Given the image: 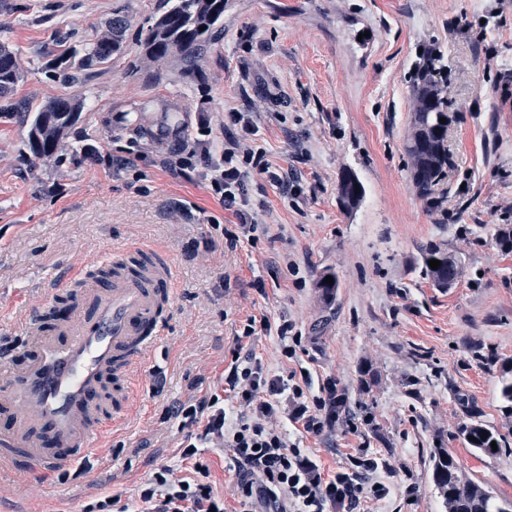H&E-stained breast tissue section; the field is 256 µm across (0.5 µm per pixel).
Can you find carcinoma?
I'll return each instance as SVG.
<instances>
[{"label":"carcinoma","instance_id":"obj_1","mask_svg":"<svg viewBox=\"0 0 512 512\" xmlns=\"http://www.w3.org/2000/svg\"><path fill=\"white\" fill-rule=\"evenodd\" d=\"M227 0H173L161 14L139 28L136 39L145 49L147 62L157 66L151 74L154 84L167 79V66L178 69L184 79L194 78L206 47L219 40L224 31V8ZM128 22L111 19L98 35L81 45L66 47L50 56L42 70L54 79L71 85L85 71L102 68L112 58L125 51ZM24 73L17 53L7 44H0V114L15 110L13 94ZM448 73L438 56L424 53L413 67L412 88L419 105L413 113V135L408 145L412 158L411 180L423 196L433 194L447 176L448 128L452 116L448 114L445 83ZM80 94H65L45 101L28 112L27 134L24 139V161L33 165L38 160L54 157L71 134L80 112L85 108ZM160 117L155 128L145 131L153 138L176 136L182 132L177 109L165 103L160 105ZM446 122H440V119ZM358 179L349 174L340 184L343 203L350 207L360 201L363 192H355ZM441 261L433 270L429 261ZM422 275L436 288L453 287L459 276V262L448 250L430 245L423 257ZM487 437H482V432ZM475 440H469V437ZM457 437L478 453L493 455L512 448L507 436L484 422L471 419L460 425ZM497 449H492L491 442ZM434 485L443 499L447 512H512V501L503 504L486 486L467 478L452 449L439 446L430 456Z\"/></svg>","mask_w":512,"mask_h":512}]
</instances>
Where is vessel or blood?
<instances>
[{
	"instance_id": "obj_1",
	"label": "vessel or blood",
	"mask_w": 512,
	"mask_h": 512,
	"mask_svg": "<svg viewBox=\"0 0 512 512\" xmlns=\"http://www.w3.org/2000/svg\"><path fill=\"white\" fill-rule=\"evenodd\" d=\"M137 266L115 265L112 286L86 289L85 310H66L55 332L42 327V315H29L34 338L25 367L0 378V400L25 411L22 424L0 432V465L23 451L28 462L50 473L61 462L85 459L112 428L99 397L112 380L114 362L133 371L149 339L163 334L159 307L173 298L174 268L167 257L141 247Z\"/></svg>"
}]
</instances>
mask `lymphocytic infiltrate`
<instances>
[{
    "label": "lymphocytic infiltrate",
    "instance_id": "1",
    "mask_svg": "<svg viewBox=\"0 0 512 512\" xmlns=\"http://www.w3.org/2000/svg\"><path fill=\"white\" fill-rule=\"evenodd\" d=\"M224 125L230 133L223 143L201 140L188 146L177 142L161 163L174 176L207 182L213 197L238 221L235 230L226 234L234 246L240 239H251L258 223L249 206L251 178L265 176L284 191L289 184L258 144L248 113L229 110ZM225 383L240 413L227 414L214 398L171 409L182 427L196 430L182 452L194 477L177 478L166 468L154 473L139 493L142 512H227L223 499L214 495L208 483L209 466L198 456L199 445L211 442L219 443L229 460L237 480L239 512H356L362 501L389 497V486L375 476V458L362 453L354 459L355 471L325 473L316 459L290 442L288 429L278 425L285 419L292 428L314 436L334 428L344 403L335 385H327L324 395L310 399L300 385L238 356Z\"/></svg>",
    "mask_w": 512,
    "mask_h": 512
}]
</instances>
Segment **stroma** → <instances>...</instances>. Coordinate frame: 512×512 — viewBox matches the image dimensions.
Returning <instances> with one entry per match:
<instances>
[{"instance_id":"stroma-1","label":"stroma","mask_w":512,"mask_h":512,"mask_svg":"<svg viewBox=\"0 0 512 512\" xmlns=\"http://www.w3.org/2000/svg\"><path fill=\"white\" fill-rule=\"evenodd\" d=\"M164 0H0V42L24 69L16 98L41 104L62 92L41 73L42 55L61 38H94L128 16L132 29ZM503 10L507 23L482 27ZM512 71V0H228L224 37L206 49L202 77L171 75L160 85L141 46L78 85L87 105L74 127L95 158L28 165L25 127L0 117V347L22 362L32 347L24 327L33 311L70 304L69 271L113 249L154 245L176 272L166 333L145 350L141 369L108 387L116 420L96 448L99 464L69 462L43 476L0 469V512H86L120 495L134 503L158 468L186 477L184 434L171 407L190 399H228L224 370L251 315L291 324L294 358L276 335L255 337L246 353L282 375L307 371L308 395L335 382L346 410L335 430L291 432L327 472L365 449L391 488L361 512H445L429 455L452 448L465 475L512 500V454L474 453L456 439L470 416L512 440V413L500 399L512 365V97L485 68L486 48ZM426 49L448 70L450 164L440 191L423 198L410 179L406 147L416 99L410 70ZM178 104L193 137L222 142L224 112H250L269 161L298 185L295 203L263 178L248 186L259 225L256 244L229 248L225 214L204 184L161 167L164 145L130 130L155 120L157 103ZM135 150V168L112 159ZM353 173L361 200L344 206L339 185ZM219 227H212V220ZM438 244L457 255L462 274L441 290L421 274V253ZM333 272L337 296L316 286Z\"/></svg>"}]
</instances>
